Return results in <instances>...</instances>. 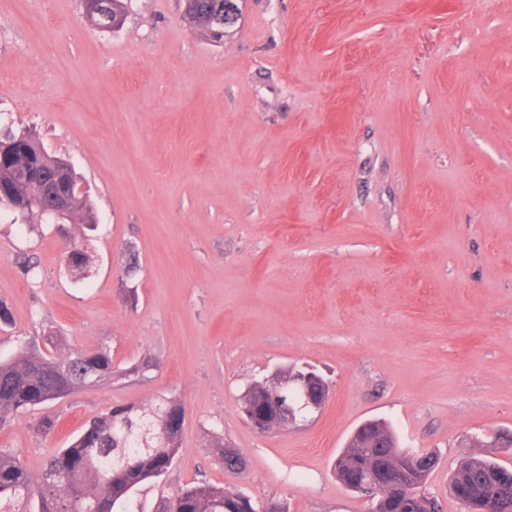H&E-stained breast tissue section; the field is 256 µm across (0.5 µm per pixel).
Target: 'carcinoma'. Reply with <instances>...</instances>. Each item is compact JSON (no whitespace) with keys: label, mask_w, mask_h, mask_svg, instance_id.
Instances as JSON below:
<instances>
[{"label":"carcinoma","mask_w":512,"mask_h":512,"mask_svg":"<svg viewBox=\"0 0 512 512\" xmlns=\"http://www.w3.org/2000/svg\"><path fill=\"white\" fill-rule=\"evenodd\" d=\"M225 2L193 0L192 25L211 33L221 30ZM81 5L88 22L102 32L125 18L124 0H81ZM0 139L13 143L0 163V186L5 193L32 196L34 173L41 176L42 187L53 185L57 169L50 155L39 153V140L27 132L9 130ZM71 213L88 226L94 221L84 196L75 197ZM115 373L112 351L106 345L56 359L28 342L12 357L0 359V427L29 409L108 381ZM278 386H288V373H279L272 382L254 383L243 400L251 405L266 402ZM180 416L184 407L177 400H165L150 410L133 405L112 408L90 421L68 447L51 454L36 478L15 452L0 449V512H27L24 504L31 500L38 501L37 512H86L94 506L100 512H131L132 492L172 467L180 450L181 434L173 431ZM372 425L378 434L376 442L354 439V446L342 452L352 458L351 466L336 468L344 484L355 469L365 471L372 464L401 461L406 455L389 426L378 421ZM436 466L430 459L410 464L404 493L417 503L426 499L424 486ZM449 489L464 512H470V500L477 497L494 498L501 503L500 512H512V468L484 455L463 457ZM178 512L257 510L244 493L197 482L179 490Z\"/></svg>","instance_id":"obj_1"}]
</instances>
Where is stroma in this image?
<instances>
[{
    "instance_id": "35a3bbf8",
    "label": "stroma",
    "mask_w": 512,
    "mask_h": 512,
    "mask_svg": "<svg viewBox=\"0 0 512 512\" xmlns=\"http://www.w3.org/2000/svg\"><path fill=\"white\" fill-rule=\"evenodd\" d=\"M240 8L218 40L180 0H130L107 32L80 0H0V127L73 165L97 225L0 212V356L53 334L55 357L106 344L116 365L159 364L14 417L0 448L35 475L111 408L175 399L180 452L135 512L201 481L372 512L335 464L382 419L437 454L425 488L461 512L462 457L512 466L495 442L512 436V0ZM303 368L329 383L323 407L257 433L244 392Z\"/></svg>"
}]
</instances>
